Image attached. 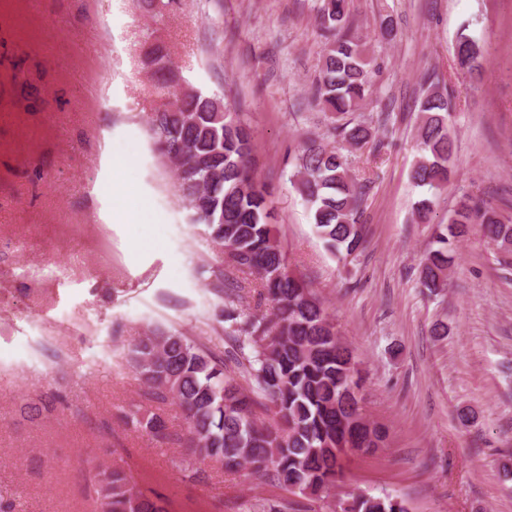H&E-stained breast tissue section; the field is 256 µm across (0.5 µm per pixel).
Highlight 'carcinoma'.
Masks as SVG:
<instances>
[{
	"label": "carcinoma",
	"instance_id": "1",
	"mask_svg": "<svg viewBox=\"0 0 512 512\" xmlns=\"http://www.w3.org/2000/svg\"><path fill=\"white\" fill-rule=\"evenodd\" d=\"M351 0H321L318 22L325 38L313 96L330 121L333 138L303 142L294 157L290 182L308 207L318 237L333 255L348 257L363 246V201L369 182L349 168L344 148L359 150L373 138L372 128L356 120L371 88L370 62L353 33ZM457 64L470 71L482 65L479 42L461 34ZM145 64L155 87L179 93L148 117V137L159 154L179 164L176 188L189 222L205 226L208 239L224 254V268L213 272L215 287L255 277L257 304L268 313L243 308L245 296H228L220 317L224 335L208 346L156 325L134 343L127 363L146 386L145 397L157 404H175L186 420L183 444L191 448L189 463L242 468L288 491L328 498L336 491L338 452L346 446L375 448L386 438L383 428L368 420L355 404V357L339 339L336 326L317 295L288 271L287 253L267 223L272 201L253 167L255 138L251 128L228 102L180 80L168 53L156 46ZM418 159L412 182L428 195L415 205L419 224H428L434 199L447 189L453 174L452 103L434 77L417 101ZM472 224L507 250L512 224L503 223L488 207L467 201L439 225L434 247L424 255L420 282L436 294L447 285L453 262V240ZM234 342L224 354V338ZM249 376L255 393L271 404L268 421L256 411V400L234 374ZM124 422L157 438L169 436L160 414L124 413ZM99 512H168L158 494L135 490L122 464L100 473ZM344 512H408L390 494L350 495Z\"/></svg>",
	"mask_w": 512,
	"mask_h": 512
}]
</instances>
